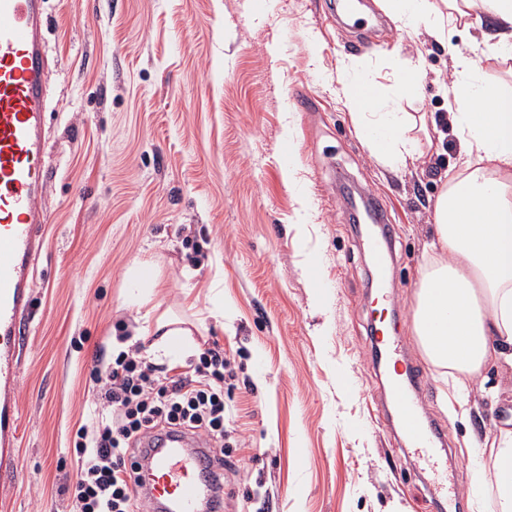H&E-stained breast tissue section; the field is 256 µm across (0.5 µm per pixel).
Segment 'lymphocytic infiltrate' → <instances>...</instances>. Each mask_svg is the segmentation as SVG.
<instances>
[{
    "label": "lymphocytic infiltrate",
    "mask_w": 512,
    "mask_h": 512,
    "mask_svg": "<svg viewBox=\"0 0 512 512\" xmlns=\"http://www.w3.org/2000/svg\"><path fill=\"white\" fill-rule=\"evenodd\" d=\"M223 350L206 349L180 377L163 374L139 350L120 352L107 366L96 398L105 412L75 442L79 479L66 491L75 512H143L142 444L182 433L203 439L216 469H223L230 432L224 382L232 376Z\"/></svg>",
    "instance_id": "obj_1"
}]
</instances>
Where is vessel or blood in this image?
Segmentation results:
<instances>
[{
    "instance_id": "obj_1",
    "label": "vessel or blood",
    "mask_w": 512,
    "mask_h": 512,
    "mask_svg": "<svg viewBox=\"0 0 512 512\" xmlns=\"http://www.w3.org/2000/svg\"><path fill=\"white\" fill-rule=\"evenodd\" d=\"M45 0H0V480L16 469L12 450L21 430L15 401L26 319L34 306L32 269L43 247L48 222L44 206L48 147L46 118ZM392 238L369 228L362 240L371 255L379 286L391 277L387 255ZM375 356L394 365L405 351L394 336L378 339ZM426 375L406 368L392 379L390 394L403 424L404 443L413 455L437 461L445 447L444 429L425 423L417 394ZM152 475L144 493L166 512H201L214 493L206 448L187 450L170 438L151 449Z\"/></svg>"
}]
</instances>
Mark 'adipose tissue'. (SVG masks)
Returning a JSON list of instances; mask_svg holds the SVG:
<instances>
[{
    "instance_id": "1",
    "label": "adipose tissue",
    "mask_w": 512,
    "mask_h": 512,
    "mask_svg": "<svg viewBox=\"0 0 512 512\" xmlns=\"http://www.w3.org/2000/svg\"><path fill=\"white\" fill-rule=\"evenodd\" d=\"M491 31L503 59H512V0H485ZM395 16L423 22L436 42L447 40L448 27L471 30L475 0H385ZM456 75L448 92V113L412 116L399 111L398 100L417 94L421 69L395 73V98L370 94L356 98L357 78H340L341 92L353 112L359 134L389 130L373 143L383 166L398 169L413 157V130L439 124L455 130L465 160L434 207V256L421 274L412 325L421 349L439 370L454 403L466 408L471 392L483 381L489 363L512 368V95L471 79L468 55L452 51ZM488 452L491 469L473 472L474 491H491L498 512H512V430L478 444Z\"/></svg>"
}]
</instances>
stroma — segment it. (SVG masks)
Returning <instances> with one entry per match:
<instances>
[{"label": "stroma", "instance_id": "stroma-1", "mask_svg": "<svg viewBox=\"0 0 512 512\" xmlns=\"http://www.w3.org/2000/svg\"><path fill=\"white\" fill-rule=\"evenodd\" d=\"M364 2L385 25L360 39L330 0H51L49 222L15 391L17 474L0 486V512H71L61 487L80 476L76 432L98 414L97 378L119 351L156 341L128 300L139 258L154 264L152 305L189 331L185 353L158 365L182 375L214 345L231 360L224 512H436L399 427L379 417L388 377L372 358L374 271L350 191L378 199L390 227L391 333L429 379L422 402L447 431L461 512H494L470 492L473 470L490 464L473 444L512 423V369L484 371L508 397L474 392L469 416L453 417L411 326L435 202L462 168L459 140L422 134L413 163L381 165L338 76L350 70L389 96L394 69L421 66L418 94L400 104L416 115L446 111L451 48L472 46L478 74L510 93L512 64L463 29L443 47L409 34L384 0ZM297 90L311 111L294 107ZM313 275L328 284L321 308ZM218 297L231 315L223 328L208 316Z\"/></svg>", "mask_w": 512, "mask_h": 512}]
</instances>
